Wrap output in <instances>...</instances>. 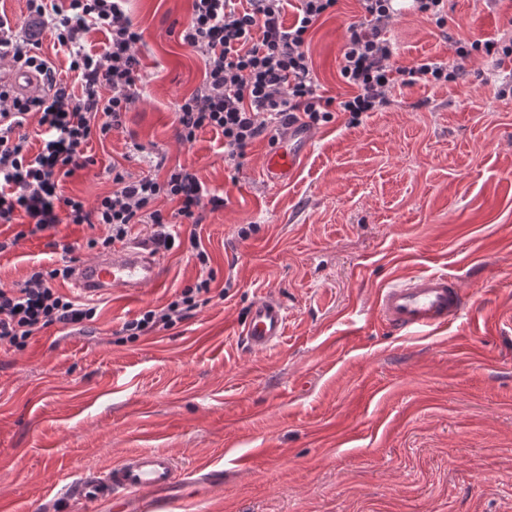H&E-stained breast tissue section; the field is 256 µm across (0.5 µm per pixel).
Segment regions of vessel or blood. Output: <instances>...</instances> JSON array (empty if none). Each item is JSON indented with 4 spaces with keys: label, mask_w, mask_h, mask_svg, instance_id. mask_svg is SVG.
Returning <instances> with one entry per match:
<instances>
[{
    "label": "vessel or blood",
    "mask_w": 512,
    "mask_h": 512,
    "mask_svg": "<svg viewBox=\"0 0 512 512\" xmlns=\"http://www.w3.org/2000/svg\"><path fill=\"white\" fill-rule=\"evenodd\" d=\"M313 139L310 128L294 123L285 145L265 156L261 175L266 182L290 181ZM71 281L83 296L98 297L116 291L137 293L161 287L163 257L154 243L138 239L113 248L97 258L75 265ZM464 307L459 281L445 272L423 273L381 288L377 308L381 318L403 334L423 333L446 325ZM282 303L270 296L255 301L237 335L253 352L276 346L287 326ZM179 465L165 452H140L123 458L112 468L82 476L66 487L62 498L80 503L84 512H97L102 502H111L114 512H137L143 498H161L178 482Z\"/></svg>",
    "instance_id": "b4317fda"
}]
</instances>
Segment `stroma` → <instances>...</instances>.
<instances>
[{
    "label": "stroma",
    "instance_id": "stroma-1",
    "mask_svg": "<svg viewBox=\"0 0 512 512\" xmlns=\"http://www.w3.org/2000/svg\"><path fill=\"white\" fill-rule=\"evenodd\" d=\"M191 0H128L144 32L143 83L124 129L92 140L94 165L63 182L94 204L113 165L139 175L131 142L194 169L222 209L197 228L213 299L176 326L130 341L125 321L165 306L198 269L164 252L165 284L95 298L82 330L58 326L22 350L0 343V507L42 512L82 475L159 450L188 472L145 512H512V61L478 56L444 86L394 88L386 106L313 130L296 179L260 175L259 138L241 167L207 130L177 138V102L203 82L182 44ZM448 26L411 11L388 36L396 60L455 62L461 39L512 38V0H447ZM357 0H338L309 35L324 97L339 75ZM252 225L248 238L238 230ZM47 237L0 254V285L48 261ZM446 272L461 316L419 336L392 333L375 297L397 277ZM271 295L282 342L247 351L237 326Z\"/></svg>",
    "mask_w": 512,
    "mask_h": 512
}]
</instances>
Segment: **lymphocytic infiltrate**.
I'll return each instance as SVG.
<instances>
[{"mask_svg":"<svg viewBox=\"0 0 512 512\" xmlns=\"http://www.w3.org/2000/svg\"><path fill=\"white\" fill-rule=\"evenodd\" d=\"M127 0H26L31 23L50 31L69 55L71 79L38 53L34 35L19 34L0 15V55L33 71L43 92L23 98L0 86V224L16 225V239L56 229L61 224L104 225L106 233L86 241L88 249L108 250L125 243L134 232L172 249L175 222L199 224L204 208H223L222 196L209 193L196 172L186 166L166 169L165 178L132 177L113 168L110 195L86 205L66 195L63 181L93 165L86 147L94 137L122 129L124 116L142 80L136 51L143 36L126 8ZM292 24H284L288 0H192L181 38L202 56L201 87L177 108L178 135L194 143L206 130L224 138V159L241 166L247 149L260 137L278 140L297 117L307 126L332 122L336 113L358 121L383 107L394 87L423 82L445 84L461 78L459 66L423 59L409 66L394 61L387 30L397 10L396 0H358L361 15L350 22L342 48L340 75L350 96L323 97L308 54L310 30L331 14L337 0H298ZM103 31V53L83 44L90 30ZM110 97H103L102 88ZM36 117L42 146L30 154L25 131ZM175 202L165 213L158 200ZM190 252L200 266L196 281L159 309H146L125 321L122 332L135 340L188 319L211 301L214 280L210 257L197 235H189ZM71 266L34 262L16 287L0 285V341L22 349L37 333L53 326H81L94 320L96 309L59 292L55 283L67 280Z\"/></svg>","mask_w":512,"mask_h":512,"instance_id":"f902f5d3","label":"lymphocytic infiltrate"}]
</instances>
